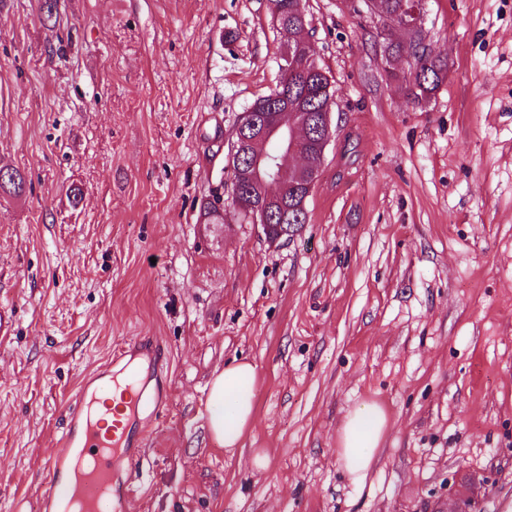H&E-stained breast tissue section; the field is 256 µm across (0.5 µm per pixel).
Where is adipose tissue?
<instances>
[{"instance_id": "obj_1", "label": "adipose tissue", "mask_w": 512, "mask_h": 512, "mask_svg": "<svg viewBox=\"0 0 512 512\" xmlns=\"http://www.w3.org/2000/svg\"><path fill=\"white\" fill-rule=\"evenodd\" d=\"M257 369L252 362L230 363L217 373L209 390V433L226 451L237 448L255 415ZM388 428L386 411L365 402L349 411L336 434L337 456L343 472L363 485Z\"/></svg>"}]
</instances>
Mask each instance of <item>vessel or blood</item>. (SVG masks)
Masks as SVG:
<instances>
[{
	"instance_id": "1",
	"label": "vessel or blood",
	"mask_w": 512,
	"mask_h": 512,
	"mask_svg": "<svg viewBox=\"0 0 512 512\" xmlns=\"http://www.w3.org/2000/svg\"><path fill=\"white\" fill-rule=\"evenodd\" d=\"M112 384L105 366L86 376L74 393L62 448L49 459V479L40 487L42 512H124L139 480L136 464L146 436L119 421L102 430L94 395Z\"/></svg>"
}]
</instances>
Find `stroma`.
<instances>
[{
	"instance_id": "35a3bbf8",
	"label": "stroma",
	"mask_w": 512,
	"mask_h": 512,
	"mask_svg": "<svg viewBox=\"0 0 512 512\" xmlns=\"http://www.w3.org/2000/svg\"><path fill=\"white\" fill-rule=\"evenodd\" d=\"M39 7L0 9V166L27 178L0 192V512H39L82 377L144 339L169 404L126 512H436L466 483L512 512V0H426L449 67L421 103L365 0H305L335 137L276 244L227 156L280 80L270 0H58L52 30ZM235 358L258 376L230 454L208 394ZM370 401L389 423L356 486L336 432Z\"/></svg>"
}]
</instances>
